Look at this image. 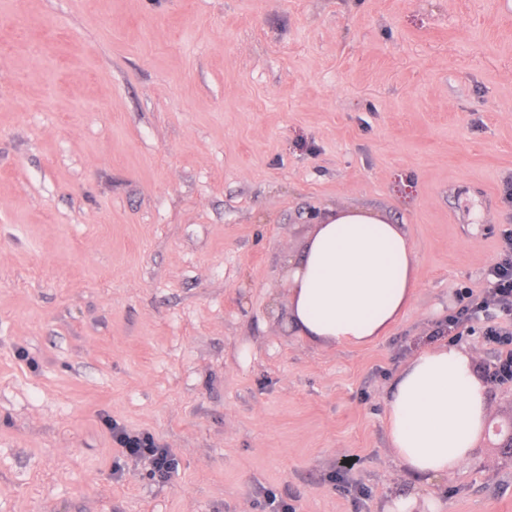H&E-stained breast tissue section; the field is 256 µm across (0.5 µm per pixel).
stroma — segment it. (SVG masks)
<instances>
[{
  "label": "stroma",
  "instance_id": "35a3bbf8",
  "mask_svg": "<svg viewBox=\"0 0 512 512\" xmlns=\"http://www.w3.org/2000/svg\"><path fill=\"white\" fill-rule=\"evenodd\" d=\"M512 0H0V512H512L487 434L409 474L387 388L512 230ZM404 225L415 296L363 347L295 336L327 207ZM456 342L487 376L484 331ZM178 461L120 457L107 420Z\"/></svg>",
  "mask_w": 512,
  "mask_h": 512
}]
</instances>
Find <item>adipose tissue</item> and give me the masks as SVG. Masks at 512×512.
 Returning a JSON list of instances; mask_svg holds the SVG:
<instances>
[{"mask_svg":"<svg viewBox=\"0 0 512 512\" xmlns=\"http://www.w3.org/2000/svg\"><path fill=\"white\" fill-rule=\"evenodd\" d=\"M416 256L403 225L359 207L328 208L288 261V325L327 346H364L387 334L410 305ZM489 393L473 358L445 343L395 375L386 430L414 476L448 475L488 428Z\"/></svg>","mask_w":512,"mask_h":512,"instance_id":"1","label":"adipose tissue"}]
</instances>
